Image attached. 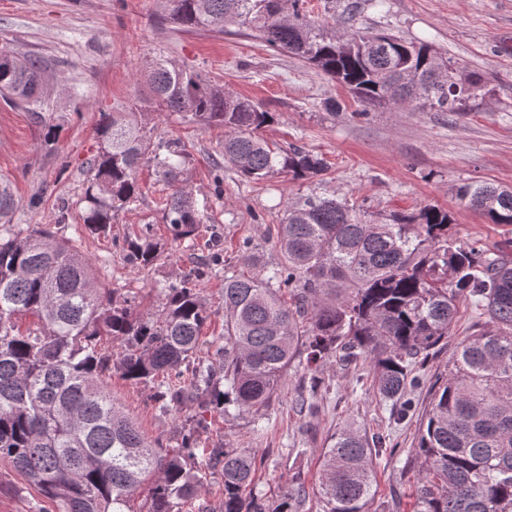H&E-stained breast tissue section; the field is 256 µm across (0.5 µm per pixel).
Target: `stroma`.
I'll list each match as a JSON object with an SVG mask.
<instances>
[{"label": "stroma", "instance_id": "35a3bbf8", "mask_svg": "<svg viewBox=\"0 0 512 512\" xmlns=\"http://www.w3.org/2000/svg\"><path fill=\"white\" fill-rule=\"evenodd\" d=\"M352 2L355 26L430 44L464 75L478 79L480 88L466 111L357 101L310 64L270 49L247 30L184 31L165 20L163 0H0V47L45 61L49 81L42 111L59 126L56 143L46 146L31 113L0 100V183L14 199L11 228L59 225L89 258L100 284L135 292L142 313L159 304V283L179 279L211 253H221L225 267L235 271L244 268L239 255L246 244L261 264L281 261L276 232L285 205L307 196L333 195L385 213L438 207L451 214L448 236L458 243L477 241L491 249L512 238V226L489 223L458 197L459 188L470 183L512 186V0H305V8L340 32ZM156 59L195 69L259 102L275 117L264 138L304 147L323 159L325 171L304 180L278 173L254 182L228 166L218 172L223 127L191 124L177 113L154 114L149 124L155 139H180L192 155L189 184L212 234L199 237L191 250L173 241L161 210L168 189L147 166L139 173L138 202L121 214L110 236L82 232L87 163L97 149L94 128L101 113L130 111ZM145 224L164 247L161 260L148 269L129 262L121 246ZM199 286L209 314L201 350L210 353L224 342V277L208 275ZM475 322L472 306L461 305L447 347L421 372L424 387L414 392L405 420L394 419L390 403L377 395L368 366L345 369L329 362L310 372L296 363L259 412L206 413L202 444L250 449L255 491L268 504H275L296 475L305 490L300 512H323L324 448L330 435L353 424L385 439L371 512H410L420 469L410 450L428 405L426 388L474 332ZM105 385L153 447H179L195 403L163 411L152 385L116 373ZM309 389L314 411L306 414L295 401ZM47 507L34 485L0 462V512Z\"/></svg>", "mask_w": 512, "mask_h": 512}]
</instances>
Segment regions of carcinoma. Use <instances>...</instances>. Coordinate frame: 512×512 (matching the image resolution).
I'll return each instance as SVG.
<instances>
[{"mask_svg":"<svg viewBox=\"0 0 512 512\" xmlns=\"http://www.w3.org/2000/svg\"><path fill=\"white\" fill-rule=\"evenodd\" d=\"M183 30L245 28L266 46L297 56L365 103L415 101L434 112H459L478 82L437 58L427 44L384 32L349 29L341 36L309 19L300 0H170ZM0 98L38 112L43 61L0 49ZM155 112H178L200 125H222L224 163L244 179L276 172L319 175L322 158L298 145L272 149L260 131L272 113L251 99L166 61L148 74ZM144 113L103 112L97 151L82 198L87 233L108 236L140 196L137 172L152 164L170 188L163 217L178 241H193L203 223L186 186L191 156L177 142L153 140ZM466 206L492 224L512 225V188L469 184ZM448 212L371 214L336 199L310 197L286 207L277 244L283 262L254 276H224V345L200 358L208 314L191 271L160 285L152 315L133 310L118 289L102 288L72 239L50 224L0 236V461L34 484L54 512H130L147 480L148 512H179L198 497L202 472L224 480L216 512H299L300 485L275 508L249 492L254 457L247 448H197L204 413L266 407L291 365L315 370L369 362L373 386L411 408L405 393L423 383L417 369L444 341L460 302L481 316L428 391L418 428L421 460L413 512H512V238L490 252L448 240ZM128 260L150 268L162 257L150 225L124 240ZM288 298H283V295ZM38 326L21 330V315ZM122 339L114 356L100 337ZM117 370L157 382L161 408L197 403L181 448L152 447L104 386ZM384 439L355 425L336 432L323 454V512H369L374 462Z\"/></svg>","mask_w":512,"mask_h":512,"instance_id":"carcinoma-1","label":"carcinoma"}]
</instances>
